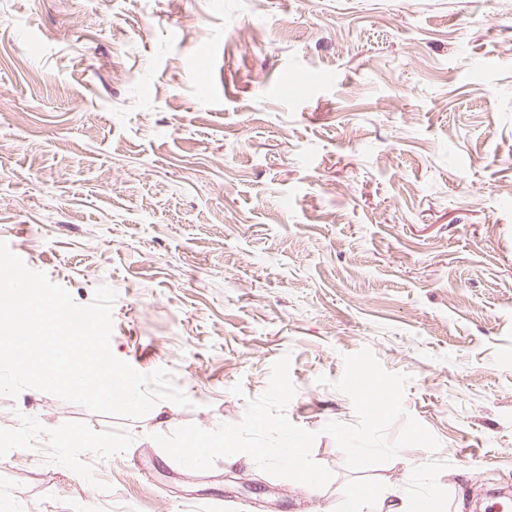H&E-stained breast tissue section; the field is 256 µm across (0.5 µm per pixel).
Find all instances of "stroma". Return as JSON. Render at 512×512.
Listing matches in <instances>:
<instances>
[{"instance_id": "obj_1", "label": "stroma", "mask_w": 512, "mask_h": 512, "mask_svg": "<svg viewBox=\"0 0 512 512\" xmlns=\"http://www.w3.org/2000/svg\"><path fill=\"white\" fill-rule=\"evenodd\" d=\"M0 240L78 304L113 288L114 355L192 401L132 420L0 396L1 504L512 495V0H0ZM366 346L408 375L438 453L345 468L322 429L354 422L333 383ZM287 353L326 487L245 457L193 471L153 441L239 422Z\"/></svg>"}]
</instances>
